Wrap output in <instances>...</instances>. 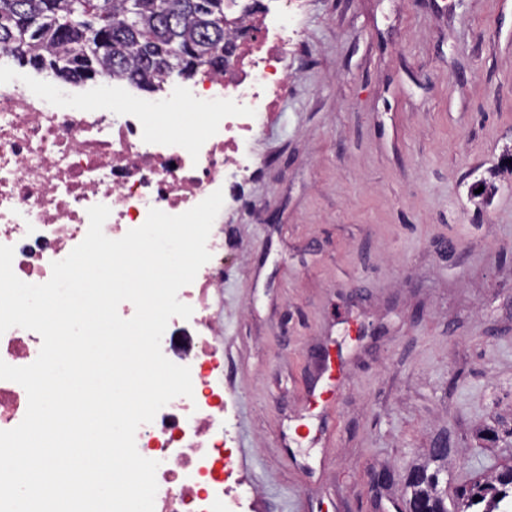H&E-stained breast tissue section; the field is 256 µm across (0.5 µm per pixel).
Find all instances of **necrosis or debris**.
Masks as SVG:
<instances>
[{"label":"necrosis or debris","mask_w":512,"mask_h":512,"mask_svg":"<svg viewBox=\"0 0 512 512\" xmlns=\"http://www.w3.org/2000/svg\"><path fill=\"white\" fill-rule=\"evenodd\" d=\"M304 0H231L236 49L221 71L202 70L193 92L166 87L162 101L130 98L120 82L97 108L65 105L0 76V244L14 249L13 270L31 284L47 282L53 262L85 238L87 210L110 208L112 239L141 226L150 209L188 211L226 183L247 179L249 147L276 119L287 86L284 60L297 46ZM212 100L220 108L205 133L185 129L183 110ZM210 260L178 298L189 319L171 318L161 350L189 367L192 397L171 400L141 425L136 447L158 461L155 512H256L257 495L232 466L224 401V327L216 300L224 286V231L213 224ZM37 332L0 335V360L26 366L37 358Z\"/></svg>","instance_id":"necrosis-or-debris-1"}]
</instances>
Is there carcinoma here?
Instances as JSON below:
<instances>
[{"label":"carcinoma","instance_id":"1","mask_svg":"<svg viewBox=\"0 0 512 512\" xmlns=\"http://www.w3.org/2000/svg\"><path fill=\"white\" fill-rule=\"evenodd\" d=\"M225 0H0V51L37 70L80 84L97 76L126 80L153 92L169 75L217 71L233 43L224 30ZM483 439L512 445V424L482 432ZM447 453L411 467L408 506L422 512H512V461L448 497L443 490L450 435H439Z\"/></svg>","mask_w":512,"mask_h":512}]
</instances>
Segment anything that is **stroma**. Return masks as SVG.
Listing matches in <instances>:
<instances>
[{
    "instance_id": "obj_1",
    "label": "stroma",
    "mask_w": 512,
    "mask_h": 512,
    "mask_svg": "<svg viewBox=\"0 0 512 512\" xmlns=\"http://www.w3.org/2000/svg\"><path fill=\"white\" fill-rule=\"evenodd\" d=\"M299 35L220 215L234 462L263 512H394L439 430L450 493L512 419V0H306Z\"/></svg>"
}]
</instances>
